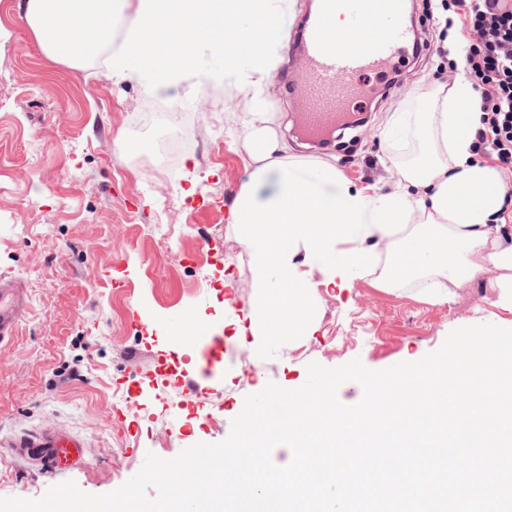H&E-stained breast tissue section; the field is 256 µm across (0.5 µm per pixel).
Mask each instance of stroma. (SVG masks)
Here are the masks:
<instances>
[{"label":"stroma","instance_id":"1","mask_svg":"<svg viewBox=\"0 0 512 512\" xmlns=\"http://www.w3.org/2000/svg\"><path fill=\"white\" fill-rule=\"evenodd\" d=\"M20 2L0 0V278L22 284L28 303L14 338L0 345V438L55 423L84 440L91 463L54 472L0 462V497L37 499L67 480L109 493L147 453L172 458L225 440L247 395L271 381L299 388L310 363L357 358L382 370L420 360L456 328L512 324L484 278L431 302L421 278L385 287L371 274L342 293L310 268L299 285L317 307L313 333L249 332L251 254L243 227L227 221L251 171L249 99L231 84L194 79L155 94L150 74L118 82L100 61L54 60ZM408 2L421 54L382 76L351 152L311 149L295 130L296 101L282 83H267L263 106L289 161L333 165L379 194L418 164L425 148L417 136L392 148L383 131L397 112L419 123L437 88L452 86L446 41L467 33L445 27L430 0ZM165 99L183 110L191 138L172 171L161 154L169 127L138 123ZM199 99L206 110L194 109ZM194 326L224 339V372L210 381V398L181 387L198 369Z\"/></svg>","mask_w":512,"mask_h":512}]
</instances>
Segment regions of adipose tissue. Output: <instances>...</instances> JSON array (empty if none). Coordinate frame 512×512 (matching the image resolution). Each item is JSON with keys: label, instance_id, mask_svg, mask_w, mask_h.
<instances>
[{"label": "adipose tissue", "instance_id": "1", "mask_svg": "<svg viewBox=\"0 0 512 512\" xmlns=\"http://www.w3.org/2000/svg\"><path fill=\"white\" fill-rule=\"evenodd\" d=\"M24 12L55 59L100 57L121 81L140 75L148 59L159 90L180 86L203 48L222 56L224 77L241 90H261L285 39L272 0H24ZM120 20L127 26L118 39ZM474 101L464 81L438 93L417 130L430 163L403 171L384 195L353 188L333 166L289 163L278 142L250 129L254 167L230 209L231 222L246 228L258 288L250 314L278 311L280 333L312 330L313 298L299 291L300 275L289 262L294 245L306 265L343 290L367 271H378L384 286L428 273L449 284L432 299L447 300L454 288L484 276L500 303L512 306V198L507 175L475 158ZM374 240L386 259L371 250Z\"/></svg>", "mask_w": 512, "mask_h": 512}]
</instances>
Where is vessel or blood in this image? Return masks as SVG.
Instances as JSON below:
<instances>
[{"label": "vessel or blood", "mask_w": 512, "mask_h": 512, "mask_svg": "<svg viewBox=\"0 0 512 512\" xmlns=\"http://www.w3.org/2000/svg\"><path fill=\"white\" fill-rule=\"evenodd\" d=\"M337 17L356 33L364 32L369 20L379 18L384 31L359 47L347 49L337 44L330 31ZM411 42L412 31L405 24L399 0H320L318 10L299 31L296 51L300 66L285 77L289 95L300 102L298 133L310 142L333 138L337 127L349 122L369 96L361 76L381 73L392 60L408 54ZM25 308L23 288L0 280V343L15 335ZM199 340L205 363L199 381L188 385L193 392L216 374L220 360L216 350L222 343L210 330L201 331ZM80 446L79 439L63 435L51 425L6 443L9 456L34 459L53 469L79 462L76 450Z\"/></svg>", "instance_id": "obj_1"}]
</instances>
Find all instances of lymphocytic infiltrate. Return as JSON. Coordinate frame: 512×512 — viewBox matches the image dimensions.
<instances>
[{"instance_id":"f902f5d3","label":"lymphocytic infiltrate","mask_w":512,"mask_h":512,"mask_svg":"<svg viewBox=\"0 0 512 512\" xmlns=\"http://www.w3.org/2000/svg\"><path fill=\"white\" fill-rule=\"evenodd\" d=\"M471 39L450 62L480 94L475 147L512 168V0H455Z\"/></svg>"}]
</instances>
